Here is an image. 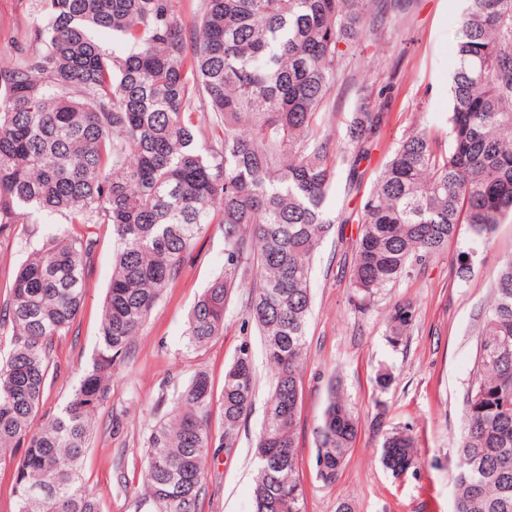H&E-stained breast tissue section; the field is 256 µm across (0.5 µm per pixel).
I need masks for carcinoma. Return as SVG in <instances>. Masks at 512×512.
<instances>
[{"instance_id":"1","label":"carcinoma","mask_w":512,"mask_h":512,"mask_svg":"<svg viewBox=\"0 0 512 512\" xmlns=\"http://www.w3.org/2000/svg\"><path fill=\"white\" fill-rule=\"evenodd\" d=\"M412 0H200L185 27L173 0H44L39 46L0 67V235L43 212L112 226L115 252L99 345L57 412H40L55 341L76 319L96 239L69 229L34 246L0 306V466L13 467L14 512H103L81 479L117 361L213 224L224 269L199 294L187 346L224 335L235 288L252 277L247 322L262 336L274 381L254 456L252 512H306L295 442L311 310L313 256L332 232L325 201L337 166L350 184L391 100L360 104L343 145L326 121L338 81L365 40ZM112 32L119 49L94 38ZM449 79L448 148L418 126L363 199L351 286L359 305L443 252L466 224L489 240L512 220V0H461ZM220 132L195 124L196 100ZM409 301L386 313L396 345L415 322ZM214 392L194 373L144 437L134 512H198L212 449L232 448L254 402L248 345L225 368L222 432ZM464 427L450 474L453 512H512V258L483 312ZM357 435L330 381L315 430L317 478L336 481ZM383 466L414 467L406 429L387 433Z\"/></svg>"}]
</instances>
